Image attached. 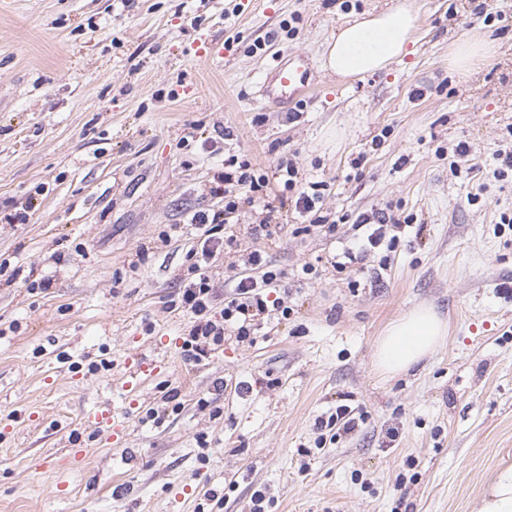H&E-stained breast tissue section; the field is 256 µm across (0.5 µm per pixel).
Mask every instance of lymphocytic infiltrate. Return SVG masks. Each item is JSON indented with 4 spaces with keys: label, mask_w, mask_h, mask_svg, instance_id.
Here are the masks:
<instances>
[{
    "label": "lymphocytic infiltrate",
    "mask_w": 512,
    "mask_h": 512,
    "mask_svg": "<svg viewBox=\"0 0 512 512\" xmlns=\"http://www.w3.org/2000/svg\"><path fill=\"white\" fill-rule=\"evenodd\" d=\"M277 175L285 190L296 191L295 209L310 227L321 228L324 198L322 185L302 178L294 165H277ZM270 175L258 172L250 161L229 156L217 176L214 194L224 199L221 209L193 212L187 228L194 243L187 253L191 261L190 278L180 289L174 308L189 316L191 325L181 349L193 359H201L210 346L220 344L226 332H233L239 342L253 343L255 336L269 324L287 320L290 309L284 298L275 296L274 288L285 279L284 270L273 268L260 251H252L245 268L229 291L219 292L213 285L212 260L231 249L236 242L227 217L240 204H264L269 198Z\"/></svg>",
    "instance_id": "lymphocytic-infiltrate-1"
}]
</instances>
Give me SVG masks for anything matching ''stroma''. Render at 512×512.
Wrapping results in <instances>:
<instances>
[{"mask_svg": "<svg viewBox=\"0 0 512 512\" xmlns=\"http://www.w3.org/2000/svg\"><path fill=\"white\" fill-rule=\"evenodd\" d=\"M399 0H0V512H474L512 465V178L492 172L512 133V0H411L410 54L340 79L321 66L337 26ZM491 46L467 73L466 34ZM302 54L313 89L261 100L277 61ZM468 159L454 157L458 142ZM293 163L327 190L334 233H296V196L242 205L237 246L287 270V321L253 344L184 356L194 209L225 157ZM476 163L466 173L468 163ZM404 220L392 246L346 269L350 220ZM348 223H341V216ZM281 225L278 237L253 228ZM427 305L443 345L407 373L374 368L390 321ZM162 359L139 393L126 359ZM207 406H200V399ZM346 405L352 435L317 429ZM124 416L121 439L84 415ZM397 429L389 439V429ZM82 448L60 469L51 456Z\"/></svg>", "mask_w": 512, "mask_h": 512, "instance_id": "1", "label": "stroma"}]
</instances>
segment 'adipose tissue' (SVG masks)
Segmentation results:
<instances>
[{
	"label": "adipose tissue",
	"instance_id": "adipose-tissue-1",
	"mask_svg": "<svg viewBox=\"0 0 512 512\" xmlns=\"http://www.w3.org/2000/svg\"><path fill=\"white\" fill-rule=\"evenodd\" d=\"M417 16L410 0L392 9L370 12L337 28L327 43L322 65L339 77H364L389 70L408 53L414 41ZM447 322L432 308L411 309L380 336L375 367L380 374L407 372L445 340Z\"/></svg>",
	"mask_w": 512,
	"mask_h": 512
}]
</instances>
